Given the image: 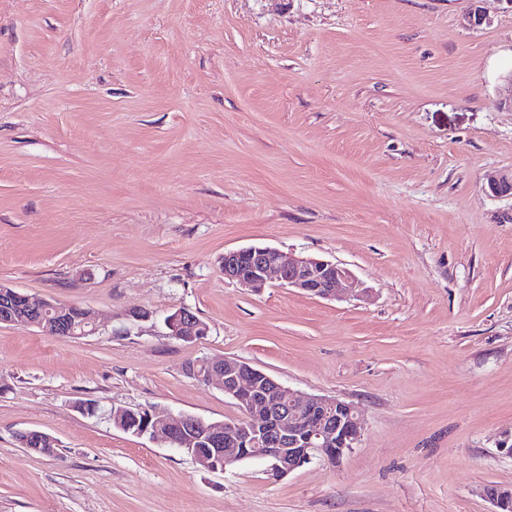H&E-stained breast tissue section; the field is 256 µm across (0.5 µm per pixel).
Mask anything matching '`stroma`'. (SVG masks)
<instances>
[{"mask_svg": "<svg viewBox=\"0 0 512 512\" xmlns=\"http://www.w3.org/2000/svg\"><path fill=\"white\" fill-rule=\"evenodd\" d=\"M511 74L512 0H0V284L99 322L0 324V512H493L512 198L487 184L512 174ZM248 246L341 263L354 290L242 287L224 254ZM181 307L207 336H169ZM227 356L353 404L360 441L275 481L105 419H237L185 372ZM33 429L55 455L21 447Z\"/></svg>", "mask_w": 512, "mask_h": 512, "instance_id": "obj_1", "label": "stroma"}]
</instances>
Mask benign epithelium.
<instances>
[{"label":"benign epithelium","mask_w":512,"mask_h":512,"mask_svg":"<svg viewBox=\"0 0 512 512\" xmlns=\"http://www.w3.org/2000/svg\"><path fill=\"white\" fill-rule=\"evenodd\" d=\"M283 285L311 297L334 299L353 280L340 263L286 254L269 246H250L224 254V277L245 288L264 286L271 275ZM0 324L37 327L59 337L89 336L98 329L95 313L53 299L37 300L0 285ZM168 323L179 324L180 335L197 341L208 326L190 309L180 308ZM202 380L218 382L224 395L241 411L235 423H207L186 414L152 406L148 424L138 437L162 438L210 471L225 470L244 460H259L273 479H283L320 456L338 461L361 437L363 422L355 407L331 396L304 395L276 382L247 362L226 357L202 362ZM30 453L47 455L53 438L40 431L19 433ZM494 512H512V489L488 488Z\"/></svg>","instance_id":"benign-epithelium-1"}]
</instances>
